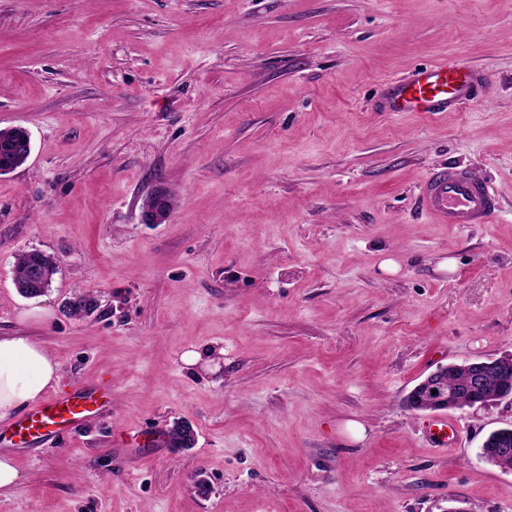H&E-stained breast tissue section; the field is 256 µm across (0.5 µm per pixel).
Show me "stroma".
Here are the masks:
<instances>
[{
	"mask_svg": "<svg viewBox=\"0 0 512 512\" xmlns=\"http://www.w3.org/2000/svg\"><path fill=\"white\" fill-rule=\"evenodd\" d=\"M446 59L486 73L477 99L378 111ZM12 127L32 150L0 175V336L112 394L7 447L0 512H512V469L479 456L512 401L448 410L442 450L405 406L438 367L512 356V0H0ZM451 165L491 182L495 221L420 211ZM158 191L170 217L144 223ZM32 249L58 264L35 299ZM56 271L53 257L41 251L23 252L15 264V286L21 293L38 294L49 287Z\"/></svg>",
	"mask_w": 512,
	"mask_h": 512,
	"instance_id": "1",
	"label": "stroma"
}]
</instances>
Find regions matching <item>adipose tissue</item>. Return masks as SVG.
<instances>
[{
	"mask_svg": "<svg viewBox=\"0 0 512 512\" xmlns=\"http://www.w3.org/2000/svg\"><path fill=\"white\" fill-rule=\"evenodd\" d=\"M62 379L56 356L25 336H0V419L40 401Z\"/></svg>",
	"mask_w": 512,
	"mask_h": 512,
	"instance_id": "adipose-tissue-1",
	"label": "adipose tissue"
}]
</instances>
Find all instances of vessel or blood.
<instances>
[{
	"instance_id": "b4317fda",
	"label": "vessel or blood",
	"mask_w": 512,
	"mask_h": 512,
	"mask_svg": "<svg viewBox=\"0 0 512 512\" xmlns=\"http://www.w3.org/2000/svg\"><path fill=\"white\" fill-rule=\"evenodd\" d=\"M487 81L470 65L440 61L415 67L406 77L389 81L381 101L385 112L437 115L473 101ZM421 209L440 224H487L499 210L491 185L471 171L440 169L429 172L418 192ZM92 394L82 390L58 392L31 409L7 430L9 438L29 445L66 433L93 414ZM456 423L443 418L431 421L427 438L445 448L455 438Z\"/></svg>"
}]
</instances>
